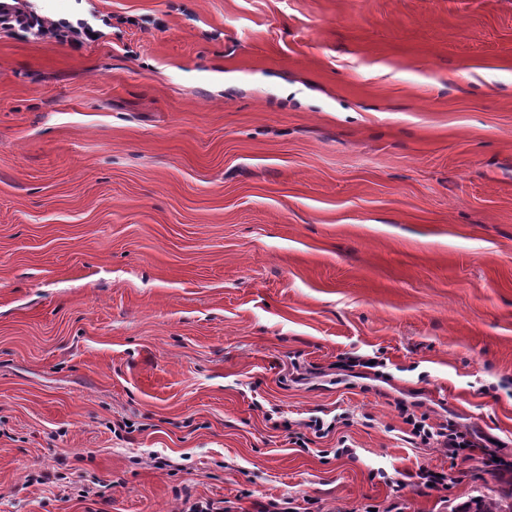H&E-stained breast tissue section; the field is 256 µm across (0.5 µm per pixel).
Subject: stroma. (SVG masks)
Returning <instances> with one entry per match:
<instances>
[{
	"instance_id": "obj_1",
	"label": "stroma",
	"mask_w": 512,
	"mask_h": 512,
	"mask_svg": "<svg viewBox=\"0 0 512 512\" xmlns=\"http://www.w3.org/2000/svg\"><path fill=\"white\" fill-rule=\"evenodd\" d=\"M30 5L104 34L0 28V512L511 489L399 407L512 463V0ZM401 415H403V422L409 426L411 440H419L422 444H430V441H435L437 447L443 448L448 451V459L455 460L461 452L468 450L469 457H473V452L479 450L480 460L482 467L485 471H501L510 468V463L504 462L499 458V462L494 461V454L487 451L486 445L482 442V438L476 434H467L458 430L455 423L447 421L446 423H439L432 425L427 422L429 417L426 414H417L414 411L409 412L404 406L399 407ZM465 445V448H462ZM498 458V457H497Z\"/></svg>"
}]
</instances>
